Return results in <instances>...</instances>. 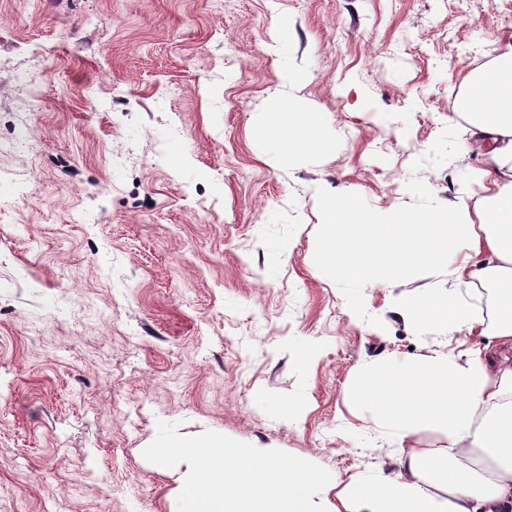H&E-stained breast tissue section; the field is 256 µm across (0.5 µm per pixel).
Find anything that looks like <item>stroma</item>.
<instances>
[{"instance_id":"stroma-1","label":"stroma","mask_w":512,"mask_h":512,"mask_svg":"<svg viewBox=\"0 0 512 512\" xmlns=\"http://www.w3.org/2000/svg\"><path fill=\"white\" fill-rule=\"evenodd\" d=\"M509 37L512 0H0V141L31 143L0 156L29 179L0 193V512H178L188 464L143 456L161 421L326 468L328 512L446 447L352 388L458 352L401 312L447 277L356 288L313 253L332 198L481 210L455 96ZM293 104L331 144L282 160L255 120Z\"/></svg>"}]
</instances>
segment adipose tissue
Returning <instances> with one entry per match:
<instances>
[{"label": "adipose tissue", "mask_w": 512, "mask_h": 512, "mask_svg": "<svg viewBox=\"0 0 512 512\" xmlns=\"http://www.w3.org/2000/svg\"><path fill=\"white\" fill-rule=\"evenodd\" d=\"M457 109L463 136L485 151L479 217L462 200L419 216L373 218L331 200L322 258L340 280L446 269V294L417 295L402 310L415 321L436 315L452 334L478 333L464 299L475 285L496 286L504 316L458 355L400 361L381 383H357L356 394L401 439L429 421L448 444L409 453L393 476L357 481L356 494L340 492L344 512H512V359L500 354L512 347V43L470 75ZM257 131L284 158L306 154L318 140L308 112L281 113Z\"/></svg>", "instance_id": "1"}]
</instances>
